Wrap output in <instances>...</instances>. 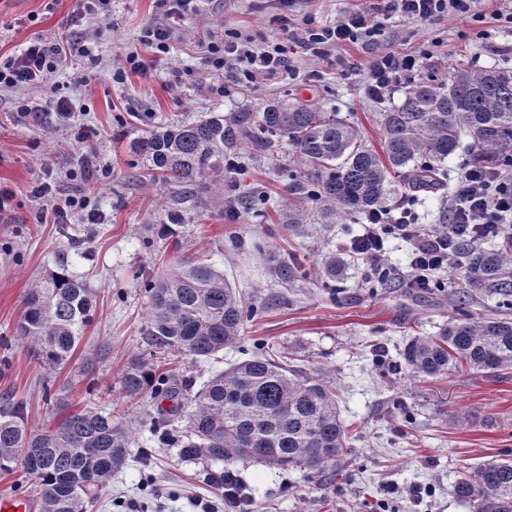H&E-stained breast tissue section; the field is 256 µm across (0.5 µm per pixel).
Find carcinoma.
<instances>
[{
    "label": "carcinoma",
    "mask_w": 512,
    "mask_h": 512,
    "mask_svg": "<svg viewBox=\"0 0 512 512\" xmlns=\"http://www.w3.org/2000/svg\"><path fill=\"white\" fill-rule=\"evenodd\" d=\"M384 155L366 148L357 130L334 112L306 104L274 102L260 112H212L193 123L161 124L136 145L149 162L152 182L173 188L168 219L181 220L180 205L206 193V176L224 169V159L249 145L264 156L286 141L306 166L288 187L295 198L314 201L328 216H367L382 207L389 171L413 189L447 185L446 159L462 136L472 141L470 163L503 177L512 172V70L455 69L441 81L411 83L401 104L382 113ZM463 271L459 316L432 336H415L402 359L413 379L445 376L461 366L476 371L512 367V237L486 248L467 240L454 245ZM283 285L302 276L297 257L270 256ZM344 260L324 257L325 289L336 292ZM144 328L148 356L131 358L120 378L127 398L172 402L161 419L164 436L179 458L194 464L253 461L308 474L336 465L345 453L348 430L336 407V391L322 379L288 368L283 356L253 354L213 375L192 391L158 373L148 360L169 354L208 361L235 346L245 323L268 301L255 305L232 288L213 265L186 258L160 272L146 273ZM93 289L61 266L34 280L23 297L17 336L52 371L67 363L93 320ZM486 298L497 305L485 313L466 308ZM132 426L96 408H81L40 432L28 427L24 407L0 402V470L20 465L38 490L39 512H86V502L106 486L129 456ZM254 452H248V449ZM455 497L478 512H512V458L484 463L460 476Z\"/></svg>",
    "instance_id": "cac0c4a2"
}]
</instances>
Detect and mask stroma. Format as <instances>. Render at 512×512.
<instances>
[{
  "label": "stroma",
  "mask_w": 512,
  "mask_h": 512,
  "mask_svg": "<svg viewBox=\"0 0 512 512\" xmlns=\"http://www.w3.org/2000/svg\"><path fill=\"white\" fill-rule=\"evenodd\" d=\"M76 0H14L0 13V56H15L30 43L71 33ZM277 0H202L197 12L167 19L160 0H111V13L86 25V52L62 61L51 82L0 92V189L13 198L0 212V397L22 403L32 430L62 418L64 411L90 406L122 414L134 428L125 466L87 502L86 512H201L203 504L224 512V493L205 480L202 466L179 461L174 447L150 429L160 418L155 400L124 398L119 381L127 362L144 352L148 300L139 286L143 271L194 256L223 271L244 296L260 293L276 301L245 324L240 342L218 360L194 362L168 356L164 370L203 385L257 348L286 356L290 366L332 381L340 417L349 426V450L336 466L313 478L262 463L238 461L245 512H475L456 499L452 485L463 472L512 458V369L475 371L461 367L442 379L413 380L401 353L411 336L436 334L456 315L462 281L454 267L433 271L435 288L410 286L405 276L409 246L393 239L386 263L398 277L373 286L370 261L353 254L351 240L362 233L363 216L342 215L334 223L316 220L307 203L308 224L297 234L284 228L287 186L303 164L282 145L268 159L240 151V164L222 192L182 207V221L161 235L170 190L145 179V162L134 143L151 125L194 121L212 112L263 109L288 100L336 113L354 126L363 145L382 152V114L400 103L405 83L384 99L372 97L366 67L381 49L420 48L431 56L421 76L447 77L449 70L512 69V25L493 19L512 12V0H482L483 22L441 17L429 25L406 16H378L380 33L317 58L291 48L295 76L272 74L256 85L240 83L232 68H214L202 45L228 32L254 36L257 45L282 42L269 18ZM171 23L166 51L143 46L145 27ZM138 49L146 74L126 71L125 57ZM357 64L343 73L340 60ZM60 95L80 111L75 120L54 107L18 111L20 98ZM88 138L75 141L73 123ZM470 138L445 162L451 179L444 189L413 191L397 174L388 177L385 206L414 199L423 224L442 222L454 200V182L469 160ZM93 156L92 177L84 158ZM56 183L60 196L82 197L64 224L43 223L31 191ZM100 223L87 221L89 211ZM258 239L267 250L291 253L306 276L291 287L278 285L265 259L237 250L232 237ZM332 252L346 266L335 294L323 290L321 258ZM65 266L97 293L96 309L69 364L44 373L29 346L16 337L21 299L33 279ZM93 361L94 374L81 370ZM50 392H43V376Z\"/></svg>",
  "instance_id": "obj_1"
}]
</instances>
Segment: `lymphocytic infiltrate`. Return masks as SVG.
<instances>
[{
    "mask_svg": "<svg viewBox=\"0 0 512 512\" xmlns=\"http://www.w3.org/2000/svg\"><path fill=\"white\" fill-rule=\"evenodd\" d=\"M479 0H377L375 11L399 13L430 24L443 16L481 21ZM297 0H278V12L273 21L279 27L283 40L273 46L255 45L252 37L228 35L223 43H211L206 53L214 68H224L228 61H236L241 80L252 83L272 73L290 72L286 58V42L300 43L311 55L324 56L336 46L353 43L362 38H373L376 25L365 10L347 12L336 24L316 25L313 17H297ZM79 41L38 38L23 52L0 62V90L22 89L46 83L57 63L79 49ZM425 51L397 52L386 50L375 55L368 66L369 92L373 97H384L394 83L418 72L425 60ZM460 188L452 205L447 223L437 226L411 224L391 210L377 212L364 233L353 243L355 253L374 265H382L385 258L387 235L398 236L412 246L408 267L411 283L423 287L432 271L451 264L454 254L448 249L451 239L466 236L468 230L483 229L485 237L512 236V187L491 185L490 174L476 169L464 170Z\"/></svg>",
    "mask_w": 512,
    "mask_h": 512,
    "instance_id": "1",
    "label": "lymphocytic infiltrate"
}]
</instances>
